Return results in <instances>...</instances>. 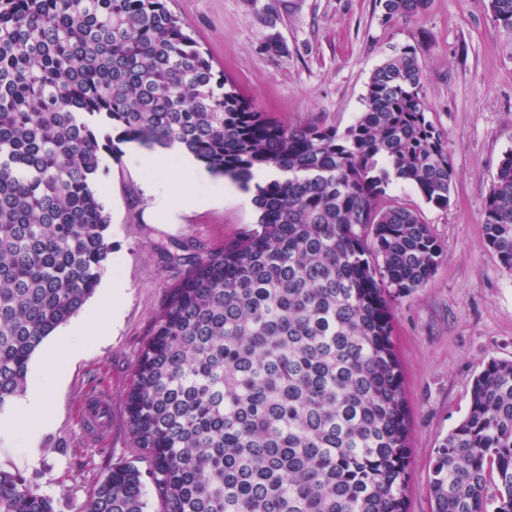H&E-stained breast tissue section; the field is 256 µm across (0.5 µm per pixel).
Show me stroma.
I'll return each mask as SVG.
<instances>
[{
    "instance_id": "1",
    "label": "stroma",
    "mask_w": 512,
    "mask_h": 512,
    "mask_svg": "<svg viewBox=\"0 0 512 512\" xmlns=\"http://www.w3.org/2000/svg\"><path fill=\"white\" fill-rule=\"evenodd\" d=\"M192 37L240 94L284 125L344 129L364 109L370 77L403 46L424 65L428 117L448 138L454 179L450 203L426 204L395 180L388 194L421 210L445 246L442 262L415 293L392 300L393 338L409 409L407 512H433L427 490L435 452L467 415L475 377L490 359L512 360V271L487 244L483 205L498 165L512 151V29L493 23L488 0H429L421 18L384 20L378 0H166ZM279 34L285 49L267 53ZM118 141L103 152L96 191L111 216L108 268L127 285L121 320L104 338L88 337L65 364L42 362L66 332L58 327L33 354L29 380L49 385L51 412L36 449L0 447V468L18 472L57 512H79L113 463L127 459L125 394L155 313L179 266L162 243L197 252L219 247L253 227L252 192L235 187L223 201L155 219L146 176ZM104 394L110 430L83 431L89 396Z\"/></svg>"
}]
</instances>
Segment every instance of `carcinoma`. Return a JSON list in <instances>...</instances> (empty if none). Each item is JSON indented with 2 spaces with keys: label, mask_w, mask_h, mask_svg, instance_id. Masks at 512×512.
<instances>
[{
  "label": "carcinoma",
  "mask_w": 512,
  "mask_h": 512,
  "mask_svg": "<svg viewBox=\"0 0 512 512\" xmlns=\"http://www.w3.org/2000/svg\"><path fill=\"white\" fill-rule=\"evenodd\" d=\"M428 0H379L420 17ZM512 27V0H489ZM424 66L402 47L340 131L289 128L240 96L166 0H0V409L32 355L94 294L112 251L93 185L101 148L179 142L255 187L258 220L185 266L153 318L125 396L130 458L81 512H406L408 410L390 301L432 276L444 245L391 180L448 208V141L427 117ZM267 169L281 176L256 180ZM512 271V151L483 211ZM512 512V361L477 375L436 449L434 512ZM0 512H57L0 469Z\"/></svg>",
  "instance_id": "carcinoma-1"
}]
</instances>
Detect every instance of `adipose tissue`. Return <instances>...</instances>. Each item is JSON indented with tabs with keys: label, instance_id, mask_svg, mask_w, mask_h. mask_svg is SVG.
<instances>
[{
	"label": "adipose tissue",
	"instance_id": "1",
	"mask_svg": "<svg viewBox=\"0 0 512 512\" xmlns=\"http://www.w3.org/2000/svg\"><path fill=\"white\" fill-rule=\"evenodd\" d=\"M127 158L133 166L143 170L162 169L168 164H175V178L154 179L146 185L152 209L159 216H169L179 206L195 207L224 195L223 182L213 180L180 144L174 143L159 150L133 145L128 149ZM125 291L123 279L117 274H109L101 290L99 306L70 327L64 349L55 356L56 363L75 357L91 331L106 333L108 319L118 318L120 314ZM48 413L49 393L45 384L32 385L13 414L0 417V443L14 444L17 436L21 435L28 447H36Z\"/></svg>",
	"mask_w": 512,
	"mask_h": 512
}]
</instances>
